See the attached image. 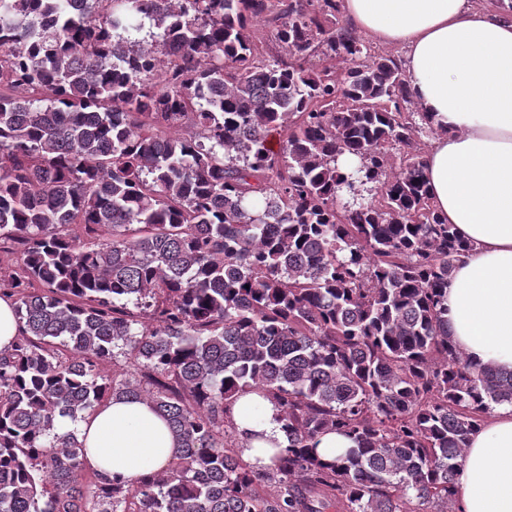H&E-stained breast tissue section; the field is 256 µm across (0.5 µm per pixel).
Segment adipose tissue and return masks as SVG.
<instances>
[{"label": "adipose tissue", "instance_id": "adipose-tissue-1", "mask_svg": "<svg viewBox=\"0 0 512 512\" xmlns=\"http://www.w3.org/2000/svg\"><path fill=\"white\" fill-rule=\"evenodd\" d=\"M348 22L399 46L415 100L443 133L423 156L436 208L472 250L448 279V334L481 367L512 371V23L470 0H342ZM248 460L285 446L276 408L258 394L234 408ZM75 429L89 465L133 479L166 467L178 443L142 400L115 399ZM459 512H512V404L471 434L454 484Z\"/></svg>", "mask_w": 512, "mask_h": 512}]
</instances>
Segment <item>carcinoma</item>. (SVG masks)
Here are the masks:
<instances>
[{"label":"carcinoma","mask_w":512,"mask_h":512,"mask_svg":"<svg viewBox=\"0 0 512 512\" xmlns=\"http://www.w3.org/2000/svg\"><path fill=\"white\" fill-rule=\"evenodd\" d=\"M340 12L0 0V512H458L512 372L448 338L468 245L424 179L438 128ZM249 393L279 411L269 465L243 456ZM114 398L149 401L176 460L87 479L61 421ZM328 432L351 448L323 462ZM17 334V320L11 301L0 299V349L6 348Z\"/></svg>","instance_id":"obj_1"}]
</instances>
